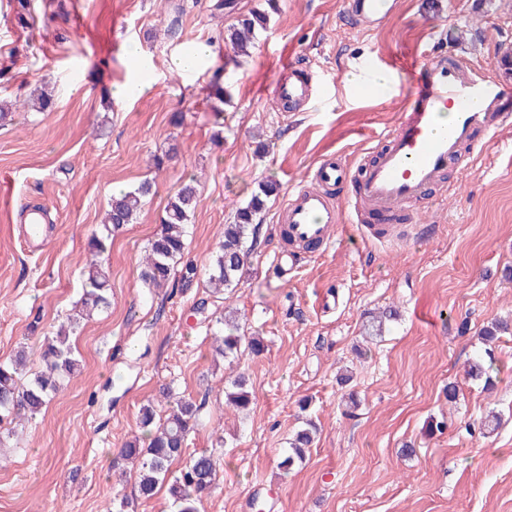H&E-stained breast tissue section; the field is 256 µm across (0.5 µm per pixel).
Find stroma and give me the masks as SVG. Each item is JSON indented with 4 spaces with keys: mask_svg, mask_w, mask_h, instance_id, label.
<instances>
[{
    "mask_svg": "<svg viewBox=\"0 0 512 512\" xmlns=\"http://www.w3.org/2000/svg\"><path fill=\"white\" fill-rule=\"evenodd\" d=\"M234 2L30 0L24 12L0 0V100L24 103L0 121V362L51 335L79 302L88 238L112 194L153 184L102 256L111 304L72 338L81 374L0 443V512H105L121 501L126 512H174L168 485L137 499L135 469L114 463L141 435L142 407L163 409L166 388L203 401L188 450L220 458L199 512H512V332L492 345L489 380L467 373L484 354L481 330L512 320V126L470 168L448 169L445 196L408 209L404 223L439 225L430 239L365 242L348 207L334 246L292 267L276 223L324 155L361 164L397 122L404 84L378 92L348 83L367 62L411 65L431 50L512 84L500 63L512 47V0H397L371 30L355 27L347 0H277L267 31L239 57L226 28L267 4ZM173 18L180 36L171 40ZM198 43L210 45L208 61L176 71L173 57ZM289 59L317 98L283 112L272 89ZM138 73L145 93L113 97ZM216 74L229 91L219 107L206 97ZM43 89L54 99L47 112L32 106ZM191 177L198 202L182 263L196 274L149 295L142 259ZM266 181L276 189L256 217L244 274L213 293L207 273L221 232ZM22 203L49 213L41 246L9 219ZM387 306L397 319L357 357L366 313ZM225 315L264 351L214 362ZM346 368L352 381L338 383ZM239 374L252 393L244 418L224 404V384ZM492 412L502 423L486 437L480 426ZM432 416L447 429L428 433ZM308 419L316 441L283 473L288 439ZM410 442L416 453L403 456Z\"/></svg>",
    "mask_w": 512,
    "mask_h": 512,
    "instance_id": "1",
    "label": "stroma"
}]
</instances>
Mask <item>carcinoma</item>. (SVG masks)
<instances>
[{
    "mask_svg": "<svg viewBox=\"0 0 512 512\" xmlns=\"http://www.w3.org/2000/svg\"><path fill=\"white\" fill-rule=\"evenodd\" d=\"M268 23V13L252 10L227 30L224 42L234 53L245 54L254 47L256 33L266 30ZM152 188L151 182L144 181L132 190L112 196L103 221L107 235L94 234L88 242L89 257L83 271L81 310L61 323L54 335L44 338L38 352L42 369L27 377L28 352L24 349L17 351L10 360L0 362V425H10L22 418L37 415L53 395L79 373L81 364L74 356L70 340L78 319L89 317L110 305L111 274L99 256L107 251L113 232L134 222ZM259 190L260 193L253 195L246 206L237 209L234 223L224 225L222 241L209 267V281L218 289L235 287L243 275L246 256L256 237L254 218L263 207L261 196L272 192V185L263 182L259 184ZM196 206L197 191L190 182L183 184L169 199L162 219L163 230L149 243L141 271V280L149 292H155L170 281L184 253L185 238ZM395 316L396 312L390 309L379 315L368 316L363 323L365 335L369 338L381 335L384 323L395 319ZM507 329L508 325L499 320L485 327L481 336L485 354H491L498 333ZM215 343L216 352L224 357L234 355L243 348L253 355L263 351L260 338L239 334V326L229 322L225 323V332L216 335ZM225 397L227 405L246 409L252 401L246 378L239 375L232 380ZM200 411L201 406L192 400L179 398L170 407L163 422L155 427L152 406L141 408V425L146 429L144 436L126 443L118 453L120 460L135 459L139 462L137 492L140 498H152L158 485L167 479L172 463L182 461L184 466L179 474L173 476L170 493L177 505V512H198L197 502L214 487L218 475L213 454L202 452L185 457L186 442L199 425ZM316 433L312 421L304 422V426L289 439V448L280 462V468L289 471L302 465Z\"/></svg>",
    "mask_w": 512,
    "mask_h": 512,
    "instance_id": "carcinoma-1",
    "label": "carcinoma"
}]
</instances>
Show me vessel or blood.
Instances as JSON below:
<instances>
[{
	"label": "vessel or blood",
	"instance_id": "1",
	"mask_svg": "<svg viewBox=\"0 0 512 512\" xmlns=\"http://www.w3.org/2000/svg\"><path fill=\"white\" fill-rule=\"evenodd\" d=\"M348 4L352 20L368 28L382 25L393 10L389 0ZM273 94L287 107L309 99L313 85L304 76L281 80ZM510 96L511 88L493 86L459 61L424 60L413 70L408 106L382 135L372 159L354 167L336 154L325 155L314 169L315 188L292 192L278 212V224L294 241L329 248L343 210L334 191L352 178L356 202L365 211L387 214L417 202L437 185L449 163L469 167L464 152L477 150L476 133L490 136L512 123V112L504 108Z\"/></svg>",
	"mask_w": 512,
	"mask_h": 512
}]
</instances>
